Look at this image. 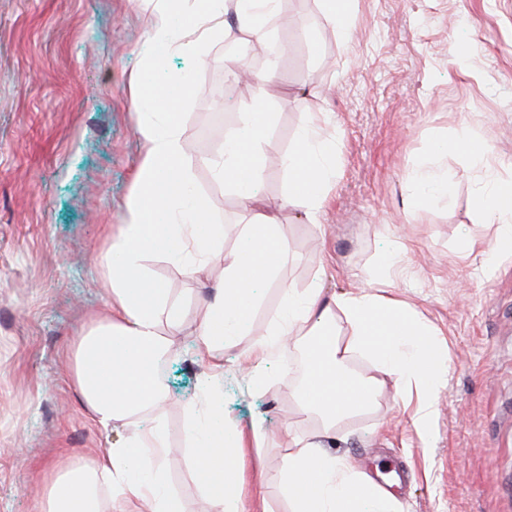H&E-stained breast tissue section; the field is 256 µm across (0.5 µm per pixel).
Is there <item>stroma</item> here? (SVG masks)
<instances>
[{"mask_svg":"<svg viewBox=\"0 0 512 512\" xmlns=\"http://www.w3.org/2000/svg\"><path fill=\"white\" fill-rule=\"evenodd\" d=\"M292 26L272 23L285 45L277 59L242 36L218 38L207 63L175 56L168 70L190 77L177 105L190 144V190L213 219L236 224L248 206L207 159L239 125L248 86H234L226 47L252 74L277 66L283 89L271 106L273 131L260 162V194L277 210L291 256L263 286L248 333L224 349V418L245 440L246 512H289L277 487L287 432L312 434L317 418L294 397L303 365L284 352L254 392L239 365L278 309L279 285H318L324 295L365 287L378 261L403 244L398 296L421 314L444 363L431 430L420 436L394 380L362 356L357 376L379 390L366 411L345 418L331 450L393 497V512H512V253L491 266L467 240L494 238L475 191L480 166L448 142L474 132L512 174V0H358L340 35L320 0H280ZM153 18L139 0H0V512H38L42 476L106 447L66 375L72 344L104 312L100 253L119 225L142 155L144 107L132 94L138 51ZM331 114L336 179L318 223L287 206L286 160L307 114ZM438 167L454 187L409 214L408 175ZM328 262L319 272V258ZM184 322L160 367L171 400L164 412L168 486L183 512H211L189 468L185 406L199 396L205 365L195 328L203 298L221 278L214 257L197 275L150 257Z\"/></svg>","mask_w":512,"mask_h":512,"instance_id":"35a3bbf8","label":"stroma"}]
</instances>
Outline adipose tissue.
Returning a JSON list of instances; mask_svg holds the SVG:
<instances>
[{
  "instance_id": "obj_1",
  "label": "adipose tissue",
  "mask_w": 512,
  "mask_h": 512,
  "mask_svg": "<svg viewBox=\"0 0 512 512\" xmlns=\"http://www.w3.org/2000/svg\"><path fill=\"white\" fill-rule=\"evenodd\" d=\"M155 20L144 56L158 66L169 56L186 54L206 61L211 43L227 13L237 28L262 38L277 0H150ZM275 74L255 77L251 103L239 127L224 138L210 163L225 187L254 203L264 172L259 161L272 131L267 110ZM153 117L139 127L145 153L138 166L117 233L101 255V286L108 312L91 321L78 336L68 376L92 421L103 429L123 426L125 437L96 456L54 468L44 478L38 512H105L122 500L128 512H179L166 488L167 442L162 408L169 392L156 375V365L170 349L164 327H180L181 312L165 285L149 276L144 261L156 254L183 263L194 274L224 239L223 225L214 222L206 205L188 189L190 160L171 107L187 92L184 76L150 83ZM322 114H309L298 134V146L286 161L287 203L303 205L318 221L336 168ZM452 150L482 162L477 201L496 240L473 239L485 262H493L497 239L512 238V210L496 205L504 180L492 159L489 143L468 134ZM238 246L224 254V275L214 285L208 312L198 324L199 356L208 372L201 395L187 412L194 447L191 469L208 493L213 512H234L241 506L243 480L241 435L224 419L218 386L224 366L215 362L217 346L231 343L250 326L259 304L258 287L274 279L288 258V247L273 215L254 213L238 225ZM344 315L351 333L336 337V317ZM427 324L393 291L389 276L368 288L324 297L320 288L305 290L281 285L278 312L267 332L247 354L244 367L254 387H262L265 366L288 348H304L308 368L294 393L303 411L322 424L311 437L289 434V451L279 469V485L292 512H387L388 495L371 478L359 477L348 461L325 449L340 422L368 409L375 400L374 381L350 373L346 364L361 354L376 361L401 388L414 390L419 434H428L441 383L438 349Z\"/></svg>"
}]
</instances>
